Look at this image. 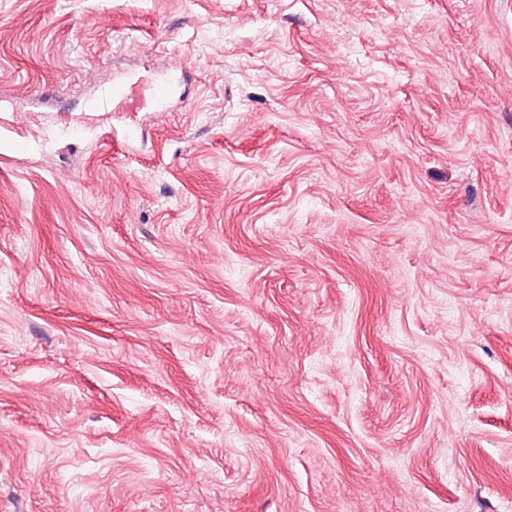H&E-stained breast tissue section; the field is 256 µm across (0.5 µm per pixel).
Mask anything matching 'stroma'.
Wrapping results in <instances>:
<instances>
[{"mask_svg": "<svg viewBox=\"0 0 512 512\" xmlns=\"http://www.w3.org/2000/svg\"><path fill=\"white\" fill-rule=\"evenodd\" d=\"M108 69L0 159V512H512V0H0Z\"/></svg>", "mask_w": 512, "mask_h": 512, "instance_id": "35a3bbf8", "label": "stroma"}]
</instances>
